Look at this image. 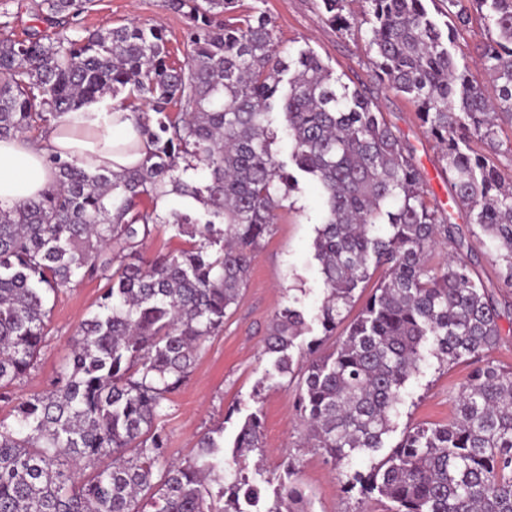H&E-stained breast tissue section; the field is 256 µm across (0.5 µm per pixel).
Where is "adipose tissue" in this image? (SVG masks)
<instances>
[{"label": "adipose tissue", "instance_id": "1", "mask_svg": "<svg viewBox=\"0 0 512 512\" xmlns=\"http://www.w3.org/2000/svg\"><path fill=\"white\" fill-rule=\"evenodd\" d=\"M149 149L134 117L103 98L61 115L38 142L23 136L0 140V208L38 196L52 180L49 156L79 158L87 168L119 171L137 165Z\"/></svg>", "mask_w": 512, "mask_h": 512}]
</instances>
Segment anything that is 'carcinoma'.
Returning a JSON list of instances; mask_svg holds the SVG:
<instances>
[{"label": "carcinoma", "instance_id": "cac0c4a2", "mask_svg": "<svg viewBox=\"0 0 512 512\" xmlns=\"http://www.w3.org/2000/svg\"><path fill=\"white\" fill-rule=\"evenodd\" d=\"M238 2L170 0L193 21L180 67L155 27L16 39L0 24V139L39 132L105 95L122 108L143 101L156 115L133 113L152 145L138 165L90 173L53 158L46 191L0 209V401L12 417L0 418V512H245L244 500L260 501L240 459L262 447L261 411L230 451L221 425L200 437L195 459L166 463L163 403L223 332L300 175L322 199L313 248L323 337L294 371L289 350L305 318L283 306L265 339L269 379L289 377L277 386L294 389L313 447L341 465L385 448L425 344L443 361L469 363L454 418L405 432L349 483L393 512H512V369L483 359L501 340V312L470 256L428 265L438 241L458 243L453 213L426 200L413 153L366 88H350L310 47L279 49L268 17L238 15ZM320 2L329 25L351 30L346 0ZM362 2L376 78L416 107L442 149L453 204L490 242L511 289L512 179L476 145L499 150L501 123H512V0H443L445 32L426 0ZM85 5L42 0L41 11L60 25ZM474 13L487 32L476 54L491 94L456 54ZM281 136L286 160L273 149ZM169 194L177 200L162 215ZM186 197L200 208H183ZM161 226L185 245L148 257L143 247ZM380 269L345 335L320 354ZM86 279L103 287L68 361L44 392L15 396L47 346L49 295ZM226 464L236 467L229 483ZM283 470L267 512H310L292 465Z\"/></svg>", "mask_w": 512, "mask_h": 512}]
</instances>
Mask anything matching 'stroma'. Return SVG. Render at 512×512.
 Segmentation results:
<instances>
[{
    "label": "stroma",
    "instance_id": "obj_1",
    "mask_svg": "<svg viewBox=\"0 0 512 512\" xmlns=\"http://www.w3.org/2000/svg\"><path fill=\"white\" fill-rule=\"evenodd\" d=\"M238 11L265 13L282 49L311 47L343 82L368 86L379 110L411 148L424 174L428 199L447 205L448 172L438 144L424 135L413 103L375 78L373 54L363 40L329 26L317 0H240ZM40 13V0H0V15L8 17L16 37L40 36L48 31ZM130 22L161 26L172 62L178 67L186 64L191 21L187 14L171 9L168 0H92L85 12L70 19L67 31L83 34ZM320 219L317 187L300 182L257 249L248 285L225 317L223 333L205 344L185 384L164 403L166 459L179 462L194 456L201 435L219 425L224 428L225 442H232L244 419L258 410L264 422V455L259 458L252 454L248 460L261 462L262 479L277 481L287 461L313 512H385L383 503L364 497L359 490H345L341 467L320 449L308 447V432L294 407L293 392L271 386L267 378L273 358L264 354V340L275 314L288 301H296L305 316L306 330L297 339L299 345L323 335L317 315L324 285L313 250ZM460 230V248L477 257L479 275L497 285V297L504 304L501 341L485 357L512 366V290L500 287L499 269L490 250L480 243L478 227L464 224ZM99 294V282L87 280L52 302L48 345L36 371L17 384V395L48 386L70 352L79 323L93 310ZM469 372L467 364H446L426 355L404 386L386 446H394L405 430L415 426L448 423Z\"/></svg>",
    "mask_w": 512,
    "mask_h": 512
}]
</instances>
